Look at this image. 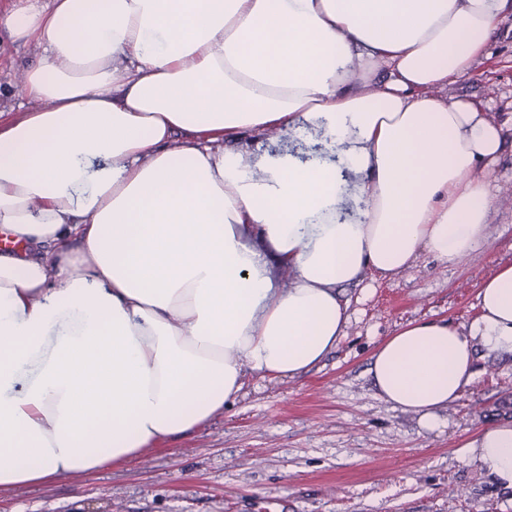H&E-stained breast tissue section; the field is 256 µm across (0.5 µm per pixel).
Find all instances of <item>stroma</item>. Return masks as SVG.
I'll return each mask as SVG.
<instances>
[{
  "label": "stroma",
  "instance_id": "obj_1",
  "mask_svg": "<svg viewBox=\"0 0 512 512\" xmlns=\"http://www.w3.org/2000/svg\"><path fill=\"white\" fill-rule=\"evenodd\" d=\"M41 55L0 29V110L23 103V74ZM444 92L504 126L485 172L493 204L480 248L456 264L423 251L391 278L340 286L343 335L304 376L248 374L236 402L193 434L128 464L15 492L0 512H512V488L456 454L482 428L512 422V358L478 352L473 380L432 431L387 403L369 373L375 347L410 321L469 325L481 282L512 264V16Z\"/></svg>",
  "mask_w": 512,
  "mask_h": 512
}]
</instances>
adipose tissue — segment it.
<instances>
[{
  "label": "adipose tissue",
  "instance_id": "adipose-tissue-1",
  "mask_svg": "<svg viewBox=\"0 0 512 512\" xmlns=\"http://www.w3.org/2000/svg\"><path fill=\"white\" fill-rule=\"evenodd\" d=\"M512 0H29L43 53L0 120V496L139 459L223 413L247 372L304 375L337 286L484 239L501 129L440 95ZM314 125L327 154L241 139ZM361 206L344 213L350 193ZM290 281L281 283L279 270ZM466 327L376 347L383 399L438 428L477 349L512 358V264ZM512 488V423L459 449Z\"/></svg>",
  "mask_w": 512,
  "mask_h": 512
}]
</instances>
